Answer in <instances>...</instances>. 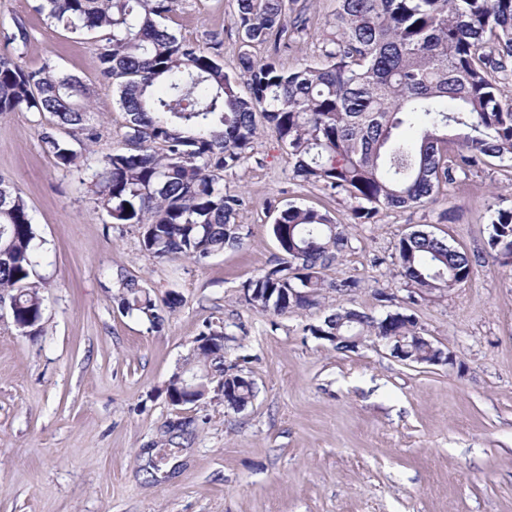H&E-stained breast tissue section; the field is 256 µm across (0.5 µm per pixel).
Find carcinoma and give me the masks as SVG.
Returning a JSON list of instances; mask_svg holds the SVG:
<instances>
[{"label": "carcinoma", "mask_w": 512, "mask_h": 512, "mask_svg": "<svg viewBox=\"0 0 512 512\" xmlns=\"http://www.w3.org/2000/svg\"><path fill=\"white\" fill-rule=\"evenodd\" d=\"M297 2L236 0L242 84L224 71L219 42L204 47L163 24L178 0H42L39 10L63 29L105 33L95 51L126 131L124 147L92 173L90 191L113 223L140 227L154 257L199 262L242 246L246 234L236 218L244 199L223 180L248 158L259 118L293 157L292 177L348 199L355 224L374 223L383 208L429 201L492 159L512 162V101L500 93L512 60V0H336L320 53L288 69L280 53L299 50L309 22L304 10H292ZM6 39L15 56H0V114L49 115L44 149L59 166L77 164L98 138L89 88L48 62L19 64L23 28ZM265 44L274 54L254 59L250 47ZM491 226L495 258L511 257L512 209L497 210ZM271 232L282 257L242 284V298L273 314L315 305L325 288L322 270L346 251L349 232L327 210L292 204ZM36 239L26 199L0 178V294L18 296L11 320L26 336L42 329ZM471 273L468 255L431 232L399 240L397 274L412 288L442 293ZM114 299L155 328L164 309L181 302L169 294L159 303L125 275ZM308 331L411 342L423 335L412 314L377 319L354 308ZM206 335L211 344L194 369L222 373L224 340L211 328ZM254 397V383L245 381L226 406L238 411Z\"/></svg>", "instance_id": "1"}]
</instances>
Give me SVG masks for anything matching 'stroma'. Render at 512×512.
Here are the masks:
<instances>
[{"mask_svg":"<svg viewBox=\"0 0 512 512\" xmlns=\"http://www.w3.org/2000/svg\"><path fill=\"white\" fill-rule=\"evenodd\" d=\"M35 0H0L5 36L28 33L23 65L54 63L93 92V151L57 165L41 143L48 119L0 115V177L24 194L39 234L42 332L0 320V512H512V266L496 261L490 218L512 208V167L493 163L435 201L355 224L343 197L293 179L267 131L224 183L244 198L242 247L204 261H162L137 226L113 223L88 192L87 167L120 147L126 114L102 77L90 36L55 27ZM236 0H179L168 21L187 40L222 43L239 71ZM329 210L349 248L323 277L318 305L262 314L241 285L275 265V207ZM468 254L470 278L417 299L413 313L452 357L404 363L369 339L339 351L308 327L342 307L374 317L409 295L396 247L415 230ZM180 305L162 328L119 309L118 275ZM357 281L351 291L346 281ZM227 329L224 357L251 379L245 409L223 397L172 406L170 376L206 329Z\"/></svg>","mask_w":512,"mask_h":512,"instance_id":"1","label":"stroma"}]
</instances>
